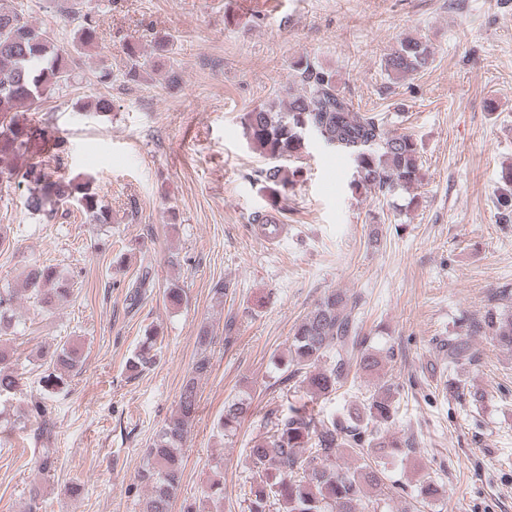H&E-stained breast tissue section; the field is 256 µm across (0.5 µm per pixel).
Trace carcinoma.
<instances>
[{
  "mask_svg": "<svg viewBox=\"0 0 512 512\" xmlns=\"http://www.w3.org/2000/svg\"><path fill=\"white\" fill-rule=\"evenodd\" d=\"M96 25L85 17L74 35V48L94 43ZM433 60L430 45L406 37L388 54L381 68L391 82L427 68ZM72 79L69 53L51 34L36 27L16 8H0V157L18 154L35 142L53 143L54 153L23 173L0 169V177L19 178L34 187L26 199L28 210L52 215L49 205L74 204L94 224L111 223L110 209L86 183L68 179L56 171L62 143L51 138L48 126L20 120L23 112L37 109L43 94ZM286 104H266L246 112L241 124L248 146L268 160L261 171L263 191L272 203L288 198L292 177L290 165L309 153L313 129L324 145L348 155L355 167L354 193L376 190L390 195L423 181L422 155L418 141L407 133H391L384 119L360 114L337 89L336 73L304 56L293 65V79L285 87ZM496 207L502 218L512 219V167L501 176ZM26 285L47 308L68 300L72 288L53 265L33 264ZM12 322L11 294L0 292V331ZM467 333L443 340L448 366L476 361L472 337L480 336L512 349V291L497 294V304L484 315L466 323ZM211 330L197 334L198 357L192 374L181 386L178 409L156 434L136 475L140 493L139 512H171L182 480V447L188 427L198 409V382L210 371L207 351L213 343ZM157 332L145 331L138 347L127 359L133 375L151 369L156 362ZM47 371L40 383L49 392L64 383V376L78 370V350L58 344L45 352ZM394 358L391 349L371 345L358 322L357 301L340 290H330L297 325L288 355L282 361L279 382L292 390L291 401L282 410H271L260 431L250 441L246 456L255 481L246 493L248 512H376L383 497L393 496L400 484L391 479L382 460L416 442L391 433L386 425L392 415L394 386L380 380L364 402L336 420H325L311 404L327 398L348 381L351 370L380 375L383 363ZM21 377L14 371L7 351L0 349V397L15 393ZM252 411L249 397L235 396L224 402L218 427L230 436ZM359 464L342 463L343 451ZM440 485L432 480L419 484L414 501L404 512H421L439 498ZM224 499V480L215 473L202 492V499L186 501L183 512H206V507Z\"/></svg>",
  "mask_w": 512,
  "mask_h": 512,
  "instance_id": "cac0c4a2",
  "label": "carcinoma"
}]
</instances>
